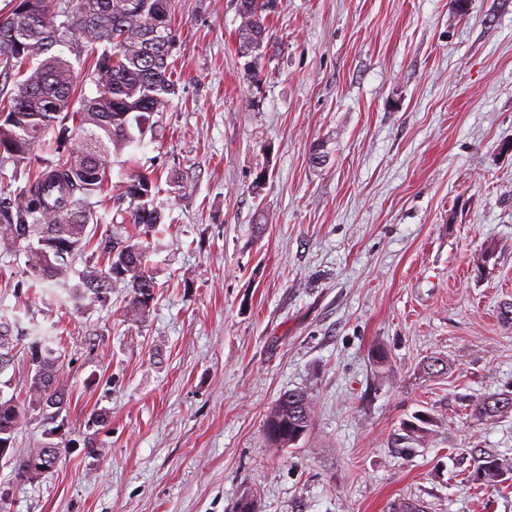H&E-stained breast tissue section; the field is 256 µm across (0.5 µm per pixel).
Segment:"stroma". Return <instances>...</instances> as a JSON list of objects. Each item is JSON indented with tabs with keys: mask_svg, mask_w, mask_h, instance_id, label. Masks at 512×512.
<instances>
[{
	"mask_svg": "<svg viewBox=\"0 0 512 512\" xmlns=\"http://www.w3.org/2000/svg\"><path fill=\"white\" fill-rule=\"evenodd\" d=\"M277 3L256 82L232 0L173 2L178 93L131 150L166 203L146 322L124 283L64 308L0 257V308L17 335L56 328L72 393L54 435H15L67 448L54 469L0 461L10 512H512V481L482 485L469 454L512 461V413L467 409L512 391V0ZM290 389L313 429L275 448L263 421ZM509 412L512 413V391L481 396L473 401L471 416L482 424H494Z\"/></svg>",
	"mask_w": 512,
	"mask_h": 512,
	"instance_id": "1",
	"label": "stroma"
}]
</instances>
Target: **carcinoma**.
I'll use <instances>...</instances> for the list:
<instances>
[{"mask_svg":"<svg viewBox=\"0 0 512 512\" xmlns=\"http://www.w3.org/2000/svg\"><path fill=\"white\" fill-rule=\"evenodd\" d=\"M275 0H237L239 52L253 56L270 45L267 13ZM172 0H11L0 14V81L19 78L0 99V253L26 257L27 288L50 294L55 303L82 308L104 304L112 282L127 285L126 319L146 320L159 285L146 270L147 237L165 220L158 202L162 188L150 175L134 171L112 184V157L154 132L153 117L177 93L172 58L175 33ZM93 54L83 77L55 47ZM91 85L85 92L84 84ZM50 158L38 163L33 147ZM112 198V223L133 231L105 229L92 199ZM84 268H75L77 259ZM19 339L0 316V371ZM61 338L38 330L23 345L33 372L25 397L0 395V452H8L15 476L31 480L61 458L45 445L17 458L11 452L17 429L40 412L59 418L68 390L58 381ZM512 413V391L481 396L471 416L494 424ZM314 402L307 392L283 393L267 412L263 430L276 448H293L310 431ZM484 481H506L508 468L481 448L471 449ZM38 459L43 468L31 471Z\"/></svg>","mask_w":512,"mask_h":512,"instance_id":"1","label":"carcinoma"}]
</instances>
